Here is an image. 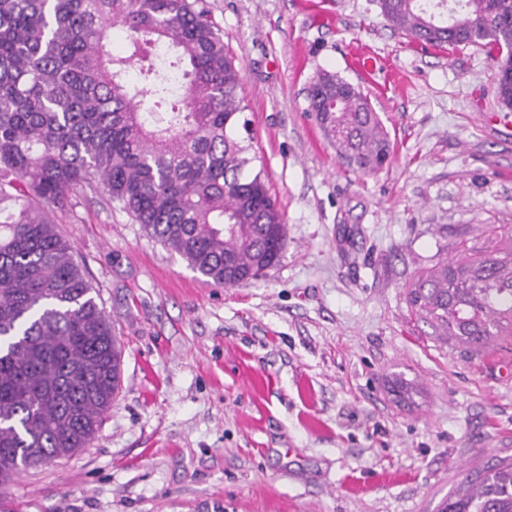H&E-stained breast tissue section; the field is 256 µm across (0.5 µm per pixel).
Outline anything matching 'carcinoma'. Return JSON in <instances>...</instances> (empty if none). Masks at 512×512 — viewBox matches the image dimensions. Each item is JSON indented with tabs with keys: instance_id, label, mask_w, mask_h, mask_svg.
Listing matches in <instances>:
<instances>
[{
	"instance_id": "carcinoma-1",
	"label": "carcinoma",
	"mask_w": 512,
	"mask_h": 512,
	"mask_svg": "<svg viewBox=\"0 0 512 512\" xmlns=\"http://www.w3.org/2000/svg\"><path fill=\"white\" fill-rule=\"evenodd\" d=\"M424 43L477 46L512 109V0H378ZM122 55L105 50L114 27ZM242 69L207 0H0V485L87 447L121 382L94 288L51 218L98 182L158 242L218 286L281 261L283 214L236 137ZM340 99L339 109L328 101ZM308 107L358 171L388 162L367 95L316 76ZM407 300L468 352L512 326V247L461 244L418 272ZM438 512H512V458L465 472Z\"/></svg>"
}]
</instances>
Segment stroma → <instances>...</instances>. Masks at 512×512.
Listing matches in <instances>:
<instances>
[{
	"label": "stroma",
	"instance_id": "35a3bbf8",
	"mask_svg": "<svg viewBox=\"0 0 512 512\" xmlns=\"http://www.w3.org/2000/svg\"><path fill=\"white\" fill-rule=\"evenodd\" d=\"M242 67L238 137L287 226L280 264L206 282L102 188L55 213L121 351L86 448L0 487V512H436L512 458V328L471 354L407 302L459 243L512 227V110L486 50L426 47L377 0H209ZM366 94L382 169L348 168L308 112L318 71ZM411 381V406L388 392Z\"/></svg>",
	"mask_w": 512,
	"mask_h": 512
}]
</instances>
